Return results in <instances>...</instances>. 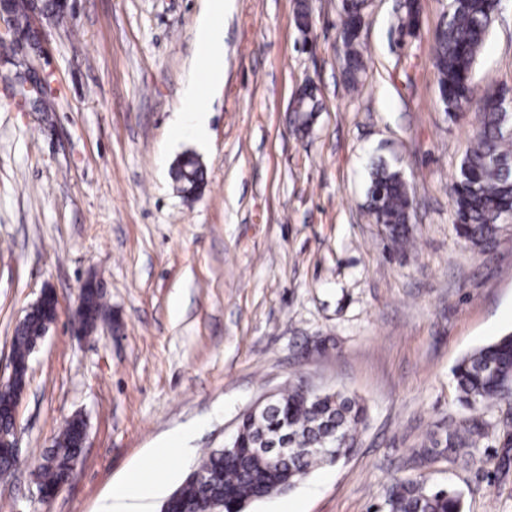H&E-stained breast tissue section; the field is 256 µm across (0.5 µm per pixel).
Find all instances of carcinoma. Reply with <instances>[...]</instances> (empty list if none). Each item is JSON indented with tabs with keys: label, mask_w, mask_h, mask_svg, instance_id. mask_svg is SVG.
<instances>
[{
	"label": "carcinoma",
	"mask_w": 512,
	"mask_h": 512,
	"mask_svg": "<svg viewBox=\"0 0 512 512\" xmlns=\"http://www.w3.org/2000/svg\"><path fill=\"white\" fill-rule=\"evenodd\" d=\"M35 4L32 0H12L15 23L28 25ZM366 0H341V69L347 86L357 88L366 72V45L363 41ZM501 10V0H449L445 20L436 31L433 67L438 87V101L451 119L459 118L475 104L479 124L470 137V146L462 158L452 184V212L457 230L475 250H482L496 239L499 225L512 215V108L502 90H478L473 80L474 65L489 31ZM299 120L304 126L314 123L321 103L317 94L300 101ZM174 181L186 199L202 192L204 169L197 156L181 155L172 170ZM366 208L375 223L385 226L393 246L404 248L409 242L410 224L415 215L414 200L403 172L379 161L372 165L366 191ZM104 309L103 297L87 299L85 328L97 326V312ZM52 314L39 309L15 328L12 358L17 365V383L27 378L29 357L42 339L45 322ZM453 378L458 403L467 409H488L512 404V333L495 343L465 355L454 367ZM364 407L354 398L340 393L323 397L299 382L277 396V409L263 420L246 414L239 423L236 438L240 457L224 462L218 448L210 450L196 471L215 475L218 481L203 484L188 474L175 490L177 501L189 510L214 495H230L226 507L245 512L254 500L292 490L312 469L348 457L356 448ZM79 415L66 421L54 448L44 456L35 472L36 484L44 490L62 485L70 464L83 454ZM288 433V447L297 452L278 466L258 452L278 442ZM336 435V456L316 452L325 439ZM485 433L477 423L461 422L448 427L444 450L466 463L480 468L484 460L475 456ZM498 443L502 452L498 468L512 465V422L505 423ZM378 512H463L462 497L451 488L427 484L421 476H407L396 481L387 492Z\"/></svg>",
	"instance_id": "cac0c4a2"
}]
</instances>
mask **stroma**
I'll return each mask as SVG.
<instances>
[{
	"label": "stroma",
	"mask_w": 512,
	"mask_h": 512,
	"mask_svg": "<svg viewBox=\"0 0 512 512\" xmlns=\"http://www.w3.org/2000/svg\"><path fill=\"white\" fill-rule=\"evenodd\" d=\"M234 0L209 91V136L171 137L197 66L209 0H75L44 21L49 111L26 105L17 55L0 53V374L12 336L44 288L60 313L30 358L17 406L19 460L0 478V512H98L150 453L179 438L150 512L210 449L222 447L265 394L304 382L365 408L355 451L245 512H376L408 473L463 494L464 512H512V472L498 470L506 409L473 411L452 369L512 332V222L471 250L450 192L476 112L449 119L437 102L433 35L448 0H420V29L396 43L399 0H370L368 63L347 89L340 0ZM323 110L310 133L289 125L296 88ZM479 88L512 89V0H502L474 69ZM197 155L206 186L187 200L170 177ZM401 169L416 216L392 248L367 215L373 162ZM96 275L111 324L72 328L80 285ZM88 424L81 461L52 500L34 473L74 414ZM479 422L483 468L420 448L450 421Z\"/></svg>",
	"instance_id": "1"
}]
</instances>
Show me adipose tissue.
I'll list each match as a JSON object with an SVG mask.
<instances>
[{"label": "adipose tissue", "instance_id": "obj_1", "mask_svg": "<svg viewBox=\"0 0 512 512\" xmlns=\"http://www.w3.org/2000/svg\"><path fill=\"white\" fill-rule=\"evenodd\" d=\"M225 7V0H211L208 13L200 21L197 72L185 88L188 110L171 126L174 136L192 134L201 137L206 133L208 99L202 87L223 77L217 63V50L224 40ZM182 453V448L174 443L157 449L145 464L124 477L116 493L103 501L99 512H135L139 504L153 497L168 479L169 473L162 465L163 460Z\"/></svg>", "mask_w": 512, "mask_h": 512}]
</instances>
